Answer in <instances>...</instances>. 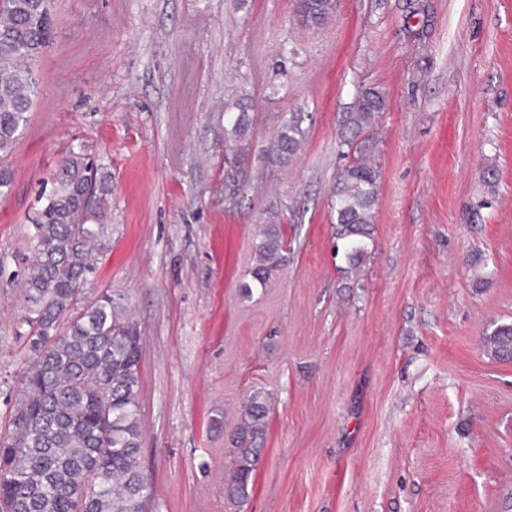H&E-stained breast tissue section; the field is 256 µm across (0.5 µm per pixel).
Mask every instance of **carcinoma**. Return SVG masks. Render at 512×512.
Segmentation results:
<instances>
[{
    "instance_id": "cac0c4a2",
    "label": "carcinoma",
    "mask_w": 512,
    "mask_h": 512,
    "mask_svg": "<svg viewBox=\"0 0 512 512\" xmlns=\"http://www.w3.org/2000/svg\"><path fill=\"white\" fill-rule=\"evenodd\" d=\"M337 0H296L302 22L321 24ZM49 0H0V159L12 153L30 120L36 81L32 63L47 45ZM383 95L361 90L346 113L339 145L347 159L331 195L333 229L348 268L367 254L380 175L371 159L370 132L383 111ZM224 151L249 156L254 119L239 99L224 107ZM302 131L291 118L270 142L271 157L288 161ZM97 183L91 162L75 153L51 175L29 233L28 273L18 282L23 313L17 335L25 338V376L15 391L8 424L0 431V512H146L153 488L139 463L140 359L143 336L122 298L112 290L77 310L94 254L103 251L104 225L90 224ZM288 238L277 213H269L255 243L256 264L240 295L251 298L286 262ZM491 354L512 360V324L484 336ZM269 406L258 393L244 404L224 480L225 501L238 508L252 492L259 461L257 439L267 430Z\"/></svg>"
}]
</instances>
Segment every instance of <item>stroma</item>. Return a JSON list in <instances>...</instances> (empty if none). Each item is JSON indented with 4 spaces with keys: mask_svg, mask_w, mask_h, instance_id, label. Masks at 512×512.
I'll return each mask as SVG.
<instances>
[{
    "mask_svg": "<svg viewBox=\"0 0 512 512\" xmlns=\"http://www.w3.org/2000/svg\"><path fill=\"white\" fill-rule=\"evenodd\" d=\"M38 92L0 195V426L26 364L14 317L26 231L58 160L93 158L106 251L84 297L124 296L143 336L149 512H230L224 475L248 396L268 400L242 512H512V0H51ZM386 106L373 240L336 251L343 117ZM247 99L250 161L224 156ZM288 164L263 155L290 117ZM496 173L495 194L483 183ZM278 211L284 269L243 299ZM336 0H296V10L303 23L321 24L336 13ZM484 343L491 354L500 361L512 360V324L497 325L484 336Z\"/></svg>",
    "mask_w": 512,
    "mask_h": 512,
    "instance_id": "stroma-1",
    "label": "stroma"
}]
</instances>
